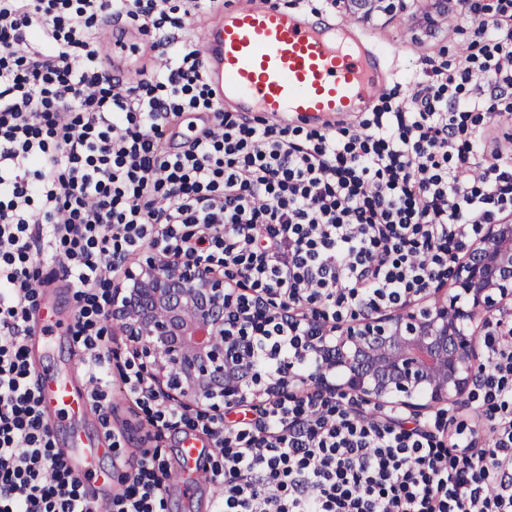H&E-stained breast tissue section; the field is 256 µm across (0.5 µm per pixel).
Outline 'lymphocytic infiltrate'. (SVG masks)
Segmentation results:
<instances>
[{"mask_svg": "<svg viewBox=\"0 0 512 512\" xmlns=\"http://www.w3.org/2000/svg\"><path fill=\"white\" fill-rule=\"evenodd\" d=\"M473 36L464 65L432 62L393 109L307 130L225 111L186 17L216 0H0V512H101L56 448L26 340L51 267L76 288L71 335L86 356L92 401L112 391L99 321L112 278L141 247L222 264L231 287L277 312L258 327L257 374L300 396L234 399L238 416L209 417L202 434L221 461L213 512H512V329L489 323L477 381L482 428L440 418L378 420L320 392L308 313L358 318L421 300L483 225L512 207V160L488 151L471 113L512 112V0H458ZM130 16L153 32L152 59L133 82L102 70V24ZM494 94L450 102L472 81ZM200 124L170 144L187 116ZM126 395L178 428L137 368ZM112 512H164L169 471L143 451Z\"/></svg>", "mask_w": 512, "mask_h": 512, "instance_id": "f902f5d3", "label": "lymphocytic infiltrate"}]
</instances>
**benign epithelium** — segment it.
Instances as JSON below:
<instances>
[{
  "label": "benign epithelium",
  "instance_id": "obj_1",
  "mask_svg": "<svg viewBox=\"0 0 512 512\" xmlns=\"http://www.w3.org/2000/svg\"><path fill=\"white\" fill-rule=\"evenodd\" d=\"M367 17L394 0H343ZM455 293L416 307L410 302L384 314L337 328L336 344L324 346L317 382L324 391L347 389L361 399L396 397L420 415L443 403L457 406L478 367L482 313L508 311L512 300V216L486 224L482 235L453 266ZM108 320L141 359L155 390L190 411L206 402L224 410L243 378L253 375L251 337L224 328L226 309L238 317L255 305L228 292L224 274L188 259L147 256L112 289Z\"/></svg>",
  "mask_w": 512,
  "mask_h": 512
}]
</instances>
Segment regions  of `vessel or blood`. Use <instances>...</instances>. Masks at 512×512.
<instances>
[{"label": "vessel or blood", "mask_w": 512, "mask_h": 512, "mask_svg": "<svg viewBox=\"0 0 512 512\" xmlns=\"http://www.w3.org/2000/svg\"><path fill=\"white\" fill-rule=\"evenodd\" d=\"M200 50L217 93L229 95L243 112L336 117L382 89L374 76L378 52L282 10L240 8L220 15L206 25ZM36 378L48 418L62 410L74 415L83 410L84 393L64 374L40 371ZM64 454L80 475L94 465L99 450L75 434Z\"/></svg>", "instance_id": "b4317fda"}]
</instances>
